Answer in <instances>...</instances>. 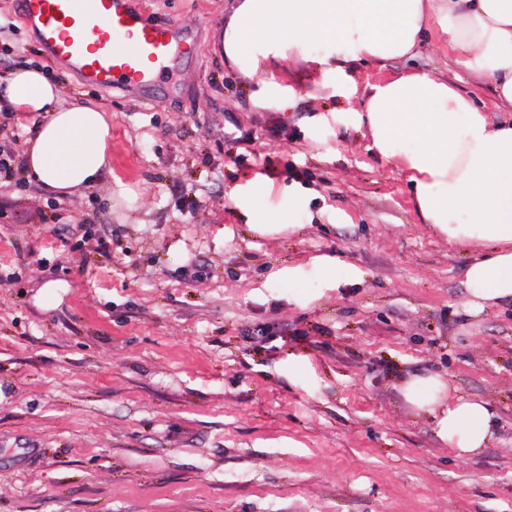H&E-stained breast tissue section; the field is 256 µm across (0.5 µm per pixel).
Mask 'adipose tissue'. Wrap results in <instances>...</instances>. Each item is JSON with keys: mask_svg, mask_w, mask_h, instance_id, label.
<instances>
[{"mask_svg": "<svg viewBox=\"0 0 512 512\" xmlns=\"http://www.w3.org/2000/svg\"><path fill=\"white\" fill-rule=\"evenodd\" d=\"M433 34L512 106V0H234L224 62L253 76L305 43L336 39L350 48L345 62L384 61L415 56ZM0 109L38 117L24 168L47 191L70 196L111 176V114L96 102H65L40 66L0 78ZM359 119L373 148L412 182L423 223L452 244L491 245L466 271L470 310L512 302V121L493 122L470 95L426 71L370 86ZM401 391L431 413L436 436L457 455L491 439L489 403L451 398L441 376L409 377Z\"/></svg>", "mask_w": 512, "mask_h": 512, "instance_id": "obj_1", "label": "adipose tissue"}]
</instances>
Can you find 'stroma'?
Here are the masks:
<instances>
[{
    "label": "stroma",
    "instance_id": "stroma-1",
    "mask_svg": "<svg viewBox=\"0 0 512 512\" xmlns=\"http://www.w3.org/2000/svg\"><path fill=\"white\" fill-rule=\"evenodd\" d=\"M132 4L179 39L129 89L54 62L0 0V76L37 61L103 103L124 190L0 182V512H512V304L468 311L484 248L420 222L354 114L424 70L501 120L492 82L434 38L329 74L347 47L313 41L273 70L286 110H260L216 44L226 0ZM415 374L490 403L486 448L436 437L399 391Z\"/></svg>",
    "mask_w": 512,
    "mask_h": 512
}]
</instances>
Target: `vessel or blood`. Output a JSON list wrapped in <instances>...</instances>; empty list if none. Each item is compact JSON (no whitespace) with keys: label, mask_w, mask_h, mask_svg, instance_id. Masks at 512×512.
Returning <instances> with one entry per match:
<instances>
[{"label":"vessel or blood","mask_w":512,"mask_h":512,"mask_svg":"<svg viewBox=\"0 0 512 512\" xmlns=\"http://www.w3.org/2000/svg\"><path fill=\"white\" fill-rule=\"evenodd\" d=\"M48 55L108 87L151 82L173 52L172 28L148 21L130 0H14Z\"/></svg>","instance_id":"vessel-or-blood-1"}]
</instances>
